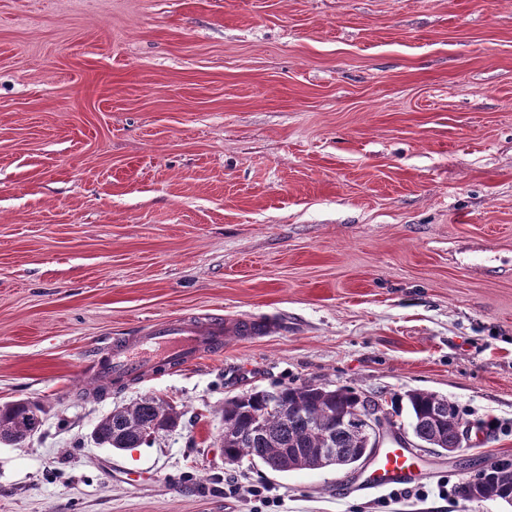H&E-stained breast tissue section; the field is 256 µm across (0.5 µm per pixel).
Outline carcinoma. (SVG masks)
Instances as JSON below:
<instances>
[{
  "label": "carcinoma",
  "mask_w": 512,
  "mask_h": 512,
  "mask_svg": "<svg viewBox=\"0 0 512 512\" xmlns=\"http://www.w3.org/2000/svg\"><path fill=\"white\" fill-rule=\"evenodd\" d=\"M414 437L441 450L459 446L464 424L447 398L424 391L405 394ZM366 394L348 387L330 389L316 384L279 385L254 389L224 401L222 417L224 460L232 465L261 462L275 472L321 469L320 449L332 448L347 464L361 461L363 440L355 410ZM43 409L15 400L0 404V444L23 448L41 431ZM182 412L162 398L148 396L116 406L94 429L98 444L114 450L138 448L175 429ZM480 500L512 504V480L490 481L479 490Z\"/></svg>",
  "instance_id": "cac0c4a2"
}]
</instances>
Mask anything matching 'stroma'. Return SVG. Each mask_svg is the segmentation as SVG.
Returning <instances> with one entry per match:
<instances>
[{"instance_id": "stroma-1", "label": "stroma", "mask_w": 512, "mask_h": 512, "mask_svg": "<svg viewBox=\"0 0 512 512\" xmlns=\"http://www.w3.org/2000/svg\"><path fill=\"white\" fill-rule=\"evenodd\" d=\"M274 318L223 356L84 397L171 318ZM311 382L459 406L405 489L226 464L224 401ZM143 396L151 444L91 441ZM0 512H512V0H0ZM263 490L255 497L252 487ZM182 412L162 398L148 396L116 406L94 429L99 445L113 450L139 448L149 439L175 429ZM42 407L15 400L0 404V444L23 448L41 431ZM507 466L510 470V477L506 483L499 481H490L485 483L482 488L479 490L480 499L479 501L484 500H494L499 499L506 503L512 504V480H511V468L512 462H508Z\"/></svg>"}]
</instances>
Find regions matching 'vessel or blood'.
<instances>
[{
	"label": "vessel or blood",
	"mask_w": 512,
	"mask_h": 512,
	"mask_svg": "<svg viewBox=\"0 0 512 512\" xmlns=\"http://www.w3.org/2000/svg\"><path fill=\"white\" fill-rule=\"evenodd\" d=\"M275 320H240L221 318H178L153 325L144 335L113 341L107 354L92 355L89 372L96 380L121 384L143 379L157 365L181 368L196 363L207 354L222 353L224 336L231 333L244 338L270 334ZM371 489H386L408 483L413 475L412 453L396 446L373 461Z\"/></svg>",
	"instance_id": "vessel-or-blood-1"
}]
</instances>
